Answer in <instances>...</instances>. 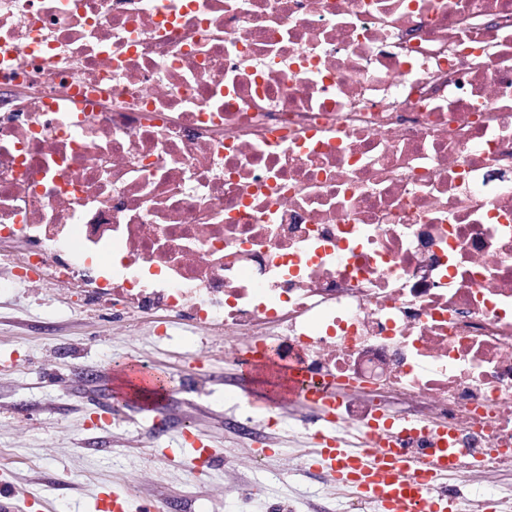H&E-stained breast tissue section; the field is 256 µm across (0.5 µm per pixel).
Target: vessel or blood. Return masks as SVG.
<instances>
[{
	"mask_svg": "<svg viewBox=\"0 0 512 512\" xmlns=\"http://www.w3.org/2000/svg\"><path fill=\"white\" fill-rule=\"evenodd\" d=\"M309 458L378 512H457V501L440 484L457 471L458 457L420 455L385 440L365 448L328 435L315 440Z\"/></svg>",
	"mask_w": 512,
	"mask_h": 512,
	"instance_id": "1",
	"label": "vessel or blood"
}]
</instances>
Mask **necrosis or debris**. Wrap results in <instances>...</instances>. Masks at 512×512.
Returning <instances> with one entry per match:
<instances>
[{"label": "necrosis or debris", "mask_w": 512, "mask_h": 512, "mask_svg": "<svg viewBox=\"0 0 512 512\" xmlns=\"http://www.w3.org/2000/svg\"><path fill=\"white\" fill-rule=\"evenodd\" d=\"M250 337L332 431L512 472V0H0V243ZM427 400L372 426L386 394ZM226 484L260 494L237 456Z\"/></svg>", "instance_id": "obj_1"}]
</instances>
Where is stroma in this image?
Here are the masks:
<instances>
[{"label":"stroma","instance_id":"obj_1","mask_svg":"<svg viewBox=\"0 0 512 512\" xmlns=\"http://www.w3.org/2000/svg\"><path fill=\"white\" fill-rule=\"evenodd\" d=\"M79 290L49 280L30 287L0 258V481L15 490L7 512H98L109 490L124 494L126 512H214L210 492L223 488L224 464L192 474L185 428L207 447L239 453L248 441L225 428V416L260 424L284 387L240 362L245 338L225 339L220 327L194 334L152 315L130 333L110 306L89 300L76 309ZM141 364L181 392L135 397L130 371ZM229 392L236 400L225 401ZM271 431L281 452L257 472L264 493L250 512H275L291 496L311 512L341 501L317 471L289 469V452L303 444L298 432Z\"/></svg>","mask_w":512,"mask_h":512}]
</instances>
